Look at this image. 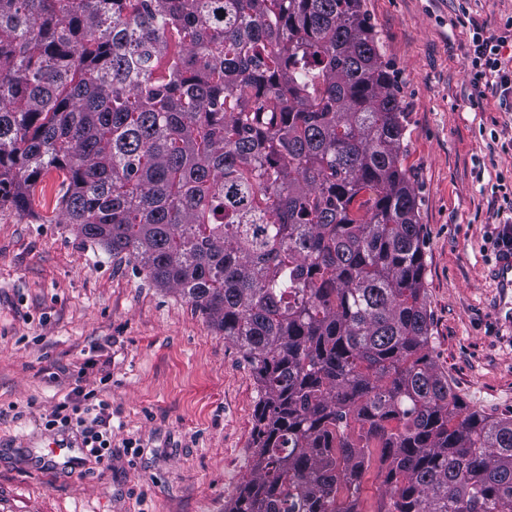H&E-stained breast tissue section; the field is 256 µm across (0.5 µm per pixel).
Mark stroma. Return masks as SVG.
<instances>
[{
	"label": "stroma",
	"instance_id": "35a3bbf8",
	"mask_svg": "<svg viewBox=\"0 0 512 512\" xmlns=\"http://www.w3.org/2000/svg\"><path fill=\"white\" fill-rule=\"evenodd\" d=\"M361 10L406 112L429 355L469 408L511 417L512 324L491 271L497 214L512 210V94L474 89L461 15L492 24L512 16V0H362ZM62 180L44 172L31 214L0 206V512H225L254 465L253 371L179 293L60 223ZM80 370L112 404V461L49 472L41 419Z\"/></svg>",
	"mask_w": 512,
	"mask_h": 512
}]
</instances>
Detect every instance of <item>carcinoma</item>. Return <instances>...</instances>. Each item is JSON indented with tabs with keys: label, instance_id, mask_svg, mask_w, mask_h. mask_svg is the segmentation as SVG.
Listing matches in <instances>:
<instances>
[{
	"label": "carcinoma",
	"instance_id": "obj_1",
	"mask_svg": "<svg viewBox=\"0 0 512 512\" xmlns=\"http://www.w3.org/2000/svg\"><path fill=\"white\" fill-rule=\"evenodd\" d=\"M406 112L360 0H0V205L173 289L259 392L228 512H512V418L427 352ZM385 471V470H384ZM378 469V462H372L370 469L364 475L361 486L362 508L366 510H377L384 497L385 486L383 485L384 473Z\"/></svg>",
	"mask_w": 512,
	"mask_h": 512
}]
</instances>
